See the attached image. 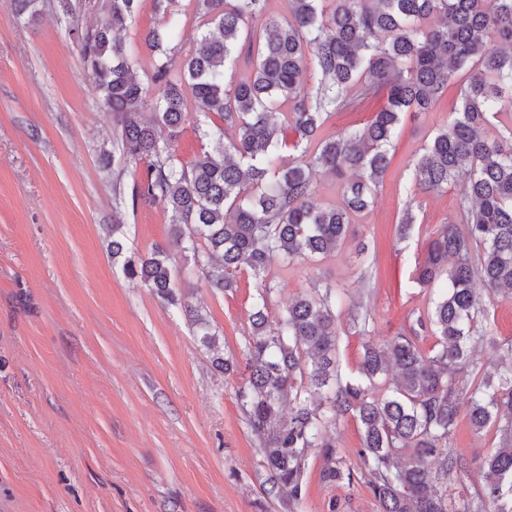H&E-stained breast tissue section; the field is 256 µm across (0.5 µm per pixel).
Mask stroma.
<instances>
[{
    "label": "stroma",
    "instance_id": "stroma-1",
    "mask_svg": "<svg viewBox=\"0 0 512 512\" xmlns=\"http://www.w3.org/2000/svg\"><path fill=\"white\" fill-rule=\"evenodd\" d=\"M101 3L72 0L66 16L41 0L33 16L0 0V512H379L364 482L325 485L314 452L303 498L288 507L237 398L245 368L215 369L181 309L113 260L118 219L129 256L160 247L173 268L183 263L164 206L132 205L133 167L101 162L117 120L77 47ZM165 24L147 5L123 35L150 99L160 89L144 38ZM385 103L378 96L333 112L322 138L366 125ZM458 105L453 87L434 111L401 114L377 203L355 218L344 245L269 269L278 288L271 317L316 280L336 284L343 307L370 311L368 335L341 325L343 373L355 371L365 341L409 332L433 308L437 289L419 287L413 270L434 232L457 222L463 184L418 193L413 165ZM408 206L416 221L401 240ZM360 242L372 268L356 255ZM176 287L216 330L225 356L241 358L257 288L249 272L232 291L201 277ZM498 444L495 428L475 432L464 416L450 441L470 460Z\"/></svg>",
    "mask_w": 512,
    "mask_h": 512
}]
</instances>
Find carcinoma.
I'll return each instance as SVG.
<instances>
[{"label": "carcinoma", "instance_id": "obj_1", "mask_svg": "<svg viewBox=\"0 0 512 512\" xmlns=\"http://www.w3.org/2000/svg\"><path fill=\"white\" fill-rule=\"evenodd\" d=\"M196 2L202 25L213 29L195 40L179 72L171 33L147 36L162 89L154 103L122 42L144 0H103L79 51L102 102L117 114L124 160L144 165L132 200L163 204L184 266L211 286L233 290L243 266L259 283L242 348L248 383L238 398L278 493L301 501L308 453L316 449L323 483L350 485L360 476L380 512H512V343L496 342L476 320L482 297L512 291V0H288L283 21L269 17L268 0ZM241 58L251 76L226 79ZM452 86L460 106L414 164L424 193L465 177L458 201L464 227L442 225L415 270L423 288L446 280L428 317L436 342L428 353L405 333L369 342L357 375L344 380L336 286L315 281L272 320L277 288L268 269L275 259H312L342 245L354 217L376 202L401 113L433 111ZM187 93L202 145L184 165L174 143L187 121ZM380 94L387 104L369 124L319 138L332 112ZM492 118L505 135H483ZM290 130L301 153L285 163L279 151ZM319 173L338 181V203H312ZM122 229L112 225L114 260L126 253ZM123 271L168 304H182L166 251L127 258ZM190 318L216 365L233 370L206 318L198 310ZM483 344L507 367L497 381H480L464 408L457 375L480 372ZM387 375L392 389L376 394ZM285 402L292 405L286 418ZM463 411L477 433L497 426L500 442L476 464L484 484L456 506L448 481L470 464L449 441ZM346 415L362 431L356 469L334 440L333 427Z\"/></svg>", "mask_w": 512, "mask_h": 512}]
</instances>
